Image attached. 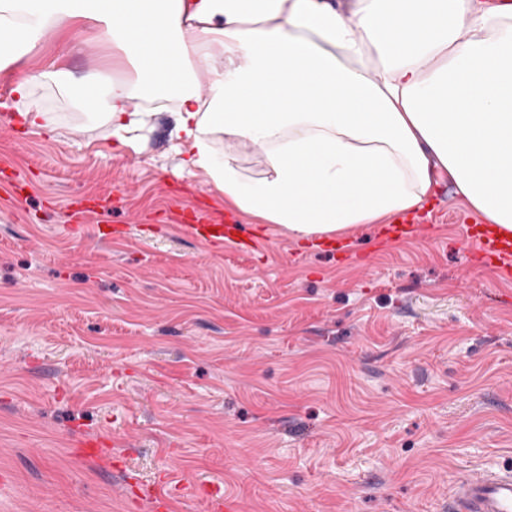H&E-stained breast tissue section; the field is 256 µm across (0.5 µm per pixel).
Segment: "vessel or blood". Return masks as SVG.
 <instances>
[{
	"mask_svg": "<svg viewBox=\"0 0 512 512\" xmlns=\"http://www.w3.org/2000/svg\"><path fill=\"white\" fill-rule=\"evenodd\" d=\"M182 230L215 247L229 244L248 250L253 246L252 241L241 239V225H215L204 216L198 217L196 223L183 225ZM465 231L476 245L474 260L498 268L512 263V239L498 236L484 224L466 225ZM453 499L455 505L451 512H512V470H487L477 477L462 476L455 485Z\"/></svg>",
	"mask_w": 512,
	"mask_h": 512,
	"instance_id": "1",
	"label": "vessel or blood"
}]
</instances>
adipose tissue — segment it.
Masks as SVG:
<instances>
[{"instance_id": "adipose-tissue-1", "label": "adipose tissue", "mask_w": 512, "mask_h": 512, "mask_svg": "<svg viewBox=\"0 0 512 512\" xmlns=\"http://www.w3.org/2000/svg\"><path fill=\"white\" fill-rule=\"evenodd\" d=\"M90 22L88 48L133 78L95 68L77 85L61 56L23 70ZM0 74L53 137L38 84L137 153L166 113L183 170L299 242L407 216L443 176L512 238V0H0Z\"/></svg>"}]
</instances>
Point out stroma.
<instances>
[{
	"label": "stroma",
	"mask_w": 512,
	"mask_h": 512,
	"mask_svg": "<svg viewBox=\"0 0 512 512\" xmlns=\"http://www.w3.org/2000/svg\"><path fill=\"white\" fill-rule=\"evenodd\" d=\"M32 100L61 135L0 107L26 178L0 181V512H158L162 482L174 512H448L459 477L512 470V271L470 265L455 192L340 256L181 173L165 116L136 153ZM201 209L258 252L183 233Z\"/></svg>",
	"instance_id": "1"
}]
</instances>
